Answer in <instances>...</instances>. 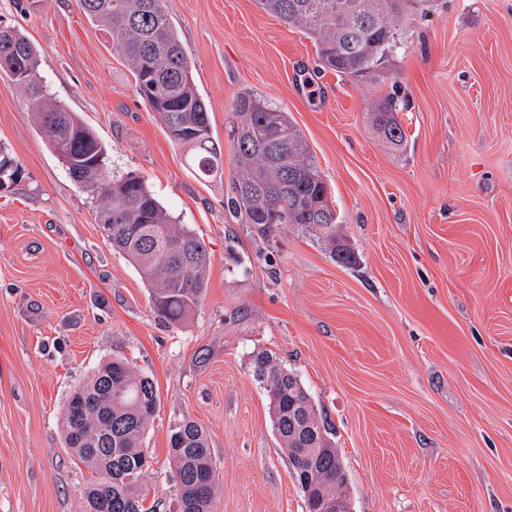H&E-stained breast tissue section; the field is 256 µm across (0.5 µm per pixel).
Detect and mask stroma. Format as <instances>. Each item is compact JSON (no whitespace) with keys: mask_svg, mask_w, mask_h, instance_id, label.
I'll return each mask as SVG.
<instances>
[{"mask_svg":"<svg viewBox=\"0 0 512 512\" xmlns=\"http://www.w3.org/2000/svg\"><path fill=\"white\" fill-rule=\"evenodd\" d=\"M164 8L225 169L238 94L288 112L357 263L295 225L266 237L244 224L228 177L196 176L78 0H0L52 100L107 145L111 175L141 176L211 255L193 318L158 322L27 93L0 75V146L22 167L0 191V512H80L90 474L64 446L61 408L116 357L158 391L150 497L172 483L170 429L189 417L217 461L215 512H306L251 366L261 350L330 428L351 512H512V0L409 14L405 53L372 84L322 69L313 41L256 0ZM388 95L404 105L399 149L372 124Z\"/></svg>","mask_w":512,"mask_h":512,"instance_id":"obj_1","label":"stroma"}]
</instances>
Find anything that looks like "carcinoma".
<instances>
[{
	"mask_svg": "<svg viewBox=\"0 0 512 512\" xmlns=\"http://www.w3.org/2000/svg\"><path fill=\"white\" fill-rule=\"evenodd\" d=\"M430 0H257L265 12L314 40L322 67L358 83H372L401 53L407 13ZM87 17L112 31L113 47L135 78L137 94L158 117L170 140L188 150L202 179L224 174V157L210 134L208 106L198 92L192 64L165 12L163 0H79ZM0 72L29 96V107L52 152L72 180L96 202L107 243L121 252L148 285L155 318L181 324L195 312L207 290L210 255L204 242L182 228L135 173L119 178L97 164L107 146L75 113L48 100L38 73V57L15 28L0 35ZM232 128L236 166L228 206L262 233L281 224L320 231L331 257L356 262L336 237V213L306 143L288 113L254 93L234 100ZM400 103L381 99L374 125L393 146L404 143L397 120ZM21 167L0 148V190L17 183ZM254 374L265 383L274 434L295 467V449L314 463L317 498H335L338 453L314 404L276 357L259 352ZM158 403L154 381L126 359L101 365L69 393L62 426L70 454L92 478L83 490L82 512H214L219 473L209 437L198 422L184 418L171 429L168 457L175 484L169 498L147 503L144 476L149 455L142 443Z\"/></svg>",
	"mask_w": 512,
	"mask_h": 512,
	"instance_id": "obj_1",
	"label": "carcinoma"
}]
</instances>
